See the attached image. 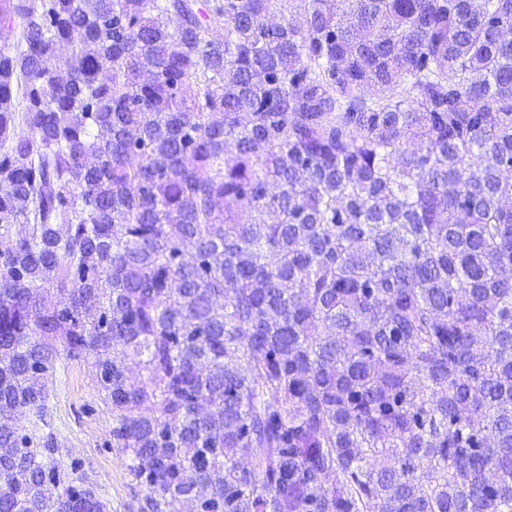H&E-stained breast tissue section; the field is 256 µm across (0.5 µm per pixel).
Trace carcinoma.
<instances>
[{"mask_svg":"<svg viewBox=\"0 0 512 512\" xmlns=\"http://www.w3.org/2000/svg\"><path fill=\"white\" fill-rule=\"evenodd\" d=\"M5 29L6 412L44 420L62 347L140 512H512V0H0ZM58 450L0 427V512H109Z\"/></svg>","mask_w":512,"mask_h":512,"instance_id":"cac0c4a2","label":"carcinoma"}]
</instances>
